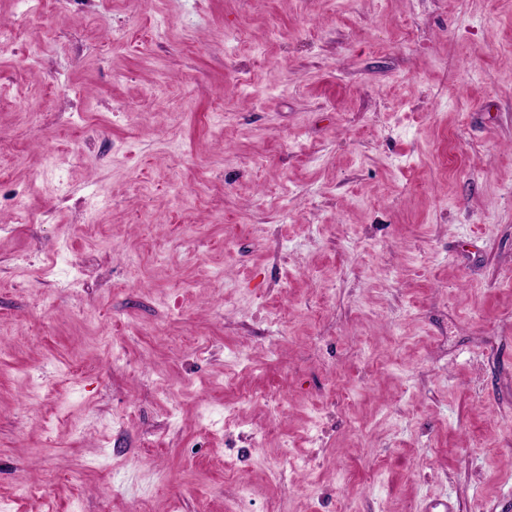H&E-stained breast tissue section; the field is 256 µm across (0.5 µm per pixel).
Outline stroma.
<instances>
[{
  "label": "stroma",
  "mask_w": 512,
  "mask_h": 512,
  "mask_svg": "<svg viewBox=\"0 0 512 512\" xmlns=\"http://www.w3.org/2000/svg\"><path fill=\"white\" fill-rule=\"evenodd\" d=\"M1 24L0 512H512V0Z\"/></svg>",
  "instance_id": "35a3bbf8"
}]
</instances>
